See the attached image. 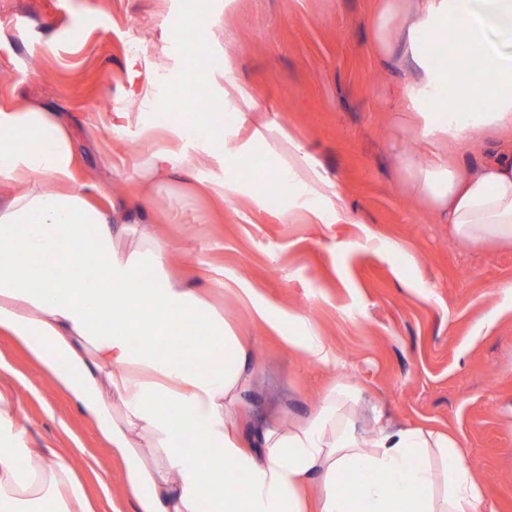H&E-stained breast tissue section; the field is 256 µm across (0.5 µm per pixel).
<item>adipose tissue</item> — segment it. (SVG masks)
Instances as JSON below:
<instances>
[{
    "instance_id": "obj_1",
    "label": "adipose tissue",
    "mask_w": 512,
    "mask_h": 512,
    "mask_svg": "<svg viewBox=\"0 0 512 512\" xmlns=\"http://www.w3.org/2000/svg\"><path fill=\"white\" fill-rule=\"evenodd\" d=\"M410 23L401 40L393 24ZM512 0H384L376 49L399 43L413 63L399 109L425 136L477 146L512 129ZM452 65L437 62L440 44ZM487 74L488 93L471 78ZM169 144L141 163L143 180L192 173L217 154L220 130L190 153ZM74 138L34 103L0 108V332L22 340L40 367L95 421L120 454L135 512H492L458 439L428 425H391L376 414L357 427L360 396L327 392L294 426L243 428L257 359L203 289L170 270L175 245L135 222L146 205L103 209L78 179ZM412 193L463 244H512V140L468 169L439 154L400 155ZM99 256L95 265L87 256ZM235 296L286 346L317 361L329 348L312 326L284 332L251 289ZM167 336L203 322L205 341L173 355L131 346L144 316ZM353 484H346V476ZM0 512H94L73 467L34 448L11 392L0 391Z\"/></svg>"
}]
</instances>
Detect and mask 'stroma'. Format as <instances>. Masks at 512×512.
Segmentation results:
<instances>
[{"mask_svg":"<svg viewBox=\"0 0 512 512\" xmlns=\"http://www.w3.org/2000/svg\"><path fill=\"white\" fill-rule=\"evenodd\" d=\"M379 0H0V107L35 102L70 124L80 176L100 187L103 207L148 196L150 223L178 250L175 271H218L212 302L254 339L260 363L245 401L246 427L297 422L322 393L347 384L361 396L358 426L374 412L428 424L461 439L483 499L512 512V247H462L406 187L398 154L424 163L416 122L395 107L411 66L399 47L377 51L369 21ZM211 23L206 53L217 79L197 76L179 41L198 19ZM233 73L269 126L243 113L224 124V165L149 185L136 165L156 148L117 113L137 107L145 123L183 129L186 149L226 101ZM205 92L210 110L186 102ZM295 134L306 163L341 192L265 187L284 156L278 130ZM223 180L224 197L203 184ZM253 289L282 326L307 316L330 347L328 363L289 349L232 295ZM0 389L13 392L33 447L83 446L76 466L91 496L111 475V504L134 512L120 461L26 347L0 334Z\"/></svg>","mask_w":512,"mask_h":512,"instance_id":"stroma-1","label":"stroma"}]
</instances>
